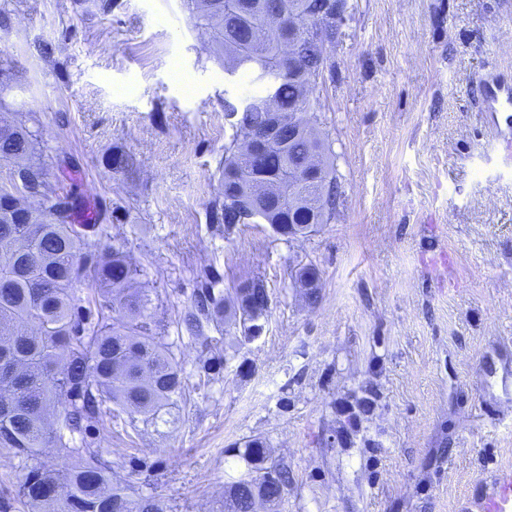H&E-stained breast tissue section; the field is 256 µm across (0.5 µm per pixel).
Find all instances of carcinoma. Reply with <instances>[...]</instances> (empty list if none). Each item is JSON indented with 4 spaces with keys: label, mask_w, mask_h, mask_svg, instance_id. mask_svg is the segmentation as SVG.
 Here are the masks:
<instances>
[{
    "label": "carcinoma",
    "mask_w": 512,
    "mask_h": 512,
    "mask_svg": "<svg viewBox=\"0 0 512 512\" xmlns=\"http://www.w3.org/2000/svg\"><path fill=\"white\" fill-rule=\"evenodd\" d=\"M334 0H184L195 27L203 30L224 71L250 72L272 79L262 93L243 104L224 100L232 129L224 146L220 198L210 220L229 235L238 224L263 222L281 240L288 227L307 234L326 224L336 212V195L301 181L293 201L257 195L256 182L272 181L317 155L319 181L336 184L331 145L314 129L298 135L281 128L282 143L249 153V138L273 121L269 103L278 111L299 108L314 112L319 84L307 82L324 72L327 57L312 45H298L297 57L282 55L288 40V18L307 11L333 8ZM0 162L10 165L9 179L0 183V225L13 224L18 213L36 212L33 228L17 237L0 236V352L21 366L18 378L0 372V396H12L13 413L0 419V447L19 459L24 471L16 497L27 512H163L158 499L135 490L120 476L121 465L87 443L74 445L115 405L131 419L155 423L164 410L184 400L186 383L169 347L155 336L147 321L148 298L133 287L140 270L118 248L101 254L90 249L84 228L99 217L79 220L81 203L61 195L48 180L53 157L39 131L22 122L0 119ZM107 164L117 173L135 168L132 156L114 152ZM97 287V294L78 287ZM217 276L209 273L194 295L188 323L198 334L202 321L220 326L234 317L239 341L255 322L267 317V286L253 278L236 288L217 292ZM223 356L213 354L201 366L207 380L220 373ZM58 445L64 461L43 458V449ZM238 456L247 473L225 486L220 512H279L293 476L288 465L270 457L266 439L251 437ZM272 474L267 486L265 471Z\"/></svg>",
    "instance_id": "cac0c4a2"
}]
</instances>
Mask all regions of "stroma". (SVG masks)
<instances>
[{
	"instance_id": "35a3bbf8",
	"label": "stroma",
	"mask_w": 512,
	"mask_h": 512,
	"mask_svg": "<svg viewBox=\"0 0 512 512\" xmlns=\"http://www.w3.org/2000/svg\"><path fill=\"white\" fill-rule=\"evenodd\" d=\"M327 47L316 126L340 181L310 236L210 223L231 128L225 100L259 93L227 74L183 0H0L7 120L39 128L63 193L102 211L101 250L125 245L146 315L186 381L168 423L107 414L85 440L166 512H216L266 439L294 481L280 512H462L512 470V145L480 81L512 83V0H350ZM136 160L113 172L108 156ZM322 274L309 306L291 272ZM221 288L262 278L261 337H190L203 269ZM226 362L202 383L211 349Z\"/></svg>"
}]
</instances>
